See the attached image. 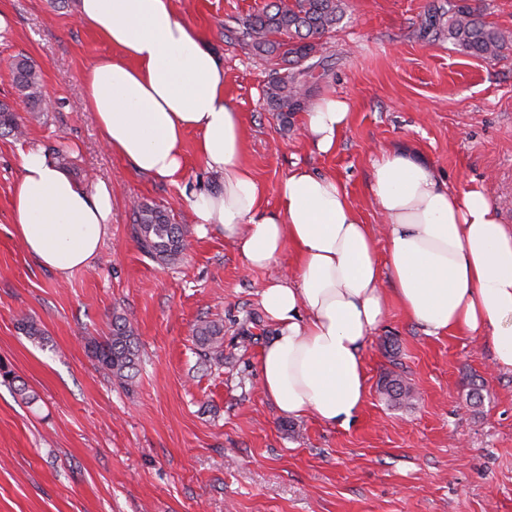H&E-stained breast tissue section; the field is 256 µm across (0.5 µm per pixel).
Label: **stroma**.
I'll return each instance as SVG.
<instances>
[{"instance_id": "1", "label": "stroma", "mask_w": 512, "mask_h": 512, "mask_svg": "<svg viewBox=\"0 0 512 512\" xmlns=\"http://www.w3.org/2000/svg\"><path fill=\"white\" fill-rule=\"evenodd\" d=\"M268 0H178L224 63V93L238 109L245 161L264 184L263 206L293 165L340 180L366 223L382 225L369 193L372 162L403 149L449 188L485 186L512 225V49L487 61L447 35L421 36L430 9L448 0H347L322 40L328 60L315 97L351 106L336 148L318 152L303 113L281 125L264 89L273 61L227 43L224 27ZM0 103L16 109L25 139L0 136V512H512V373L487 342L466 333L428 336L397 302L362 350L366 400L349 426L282 415L264 395L259 355L275 334L259 292L289 255L246 268L215 230L194 224L183 191L218 180L184 138L186 169L173 183L135 171L102 143L84 109L83 73L112 48L82 26L75 0H0ZM42 69L46 111H27L11 65ZM65 151L78 181L112 186V222L99 253L60 275L27 253L14 231L11 188L19 151ZM165 208L186 225L189 246L173 266L144 256L132 205ZM33 318L46 340L20 330ZM129 319L136 376L105 377L87 347ZM223 325L224 359L198 355L195 328ZM415 390L388 401L381 378Z\"/></svg>"}]
</instances>
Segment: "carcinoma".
<instances>
[{
    "instance_id": "1",
    "label": "carcinoma",
    "mask_w": 512,
    "mask_h": 512,
    "mask_svg": "<svg viewBox=\"0 0 512 512\" xmlns=\"http://www.w3.org/2000/svg\"><path fill=\"white\" fill-rule=\"evenodd\" d=\"M345 0H273L261 11L235 21L226 28L227 38L259 56L280 61L267 82L265 101L282 125L288 117L303 112L312 102L316 81L323 76L325 62L317 58L320 40L341 21ZM447 31L448 40L464 55L495 60L512 48V33L485 22L480 0H448V10H435L425 21L424 31ZM13 83L31 112H43L40 66L29 58L18 59L12 69ZM15 138L24 131L13 109L0 104V134ZM133 232L140 250L162 265L178 262L187 248L186 229L173 222L169 213L155 204L137 203L132 208ZM195 338L200 357L224 360L222 327L206 322L197 327ZM89 348L98 367L123 387L136 376L137 345L130 321L117 317L109 336L90 338ZM383 394L392 401L409 403L413 390L401 378L383 380Z\"/></svg>"
}]
</instances>
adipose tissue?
Returning a JSON list of instances; mask_svg holds the SVG:
<instances>
[{
    "label": "adipose tissue",
    "mask_w": 512,
    "mask_h": 512,
    "mask_svg": "<svg viewBox=\"0 0 512 512\" xmlns=\"http://www.w3.org/2000/svg\"><path fill=\"white\" fill-rule=\"evenodd\" d=\"M79 22L111 46L85 71L84 103L103 142L135 170L175 181L183 139L223 188L191 192L195 223L223 232L248 268L290 254L259 303L277 334L262 350L265 394L289 416L344 425L366 398L361 349L389 300L429 336L474 334L490 343L497 369L512 372V226L484 189L458 193L409 153L383 150L370 195L386 228L379 256L372 225L335 177L294 166L277 188L279 211L261 208L264 185L245 163L242 121L224 94V65L175 0H78ZM351 118L326 96L305 114L315 148L331 152ZM11 191L15 232L41 264L67 275L98 253L112 222V188L78 183L42 149L21 150Z\"/></svg>",
    "instance_id": "obj_1"
}]
</instances>
